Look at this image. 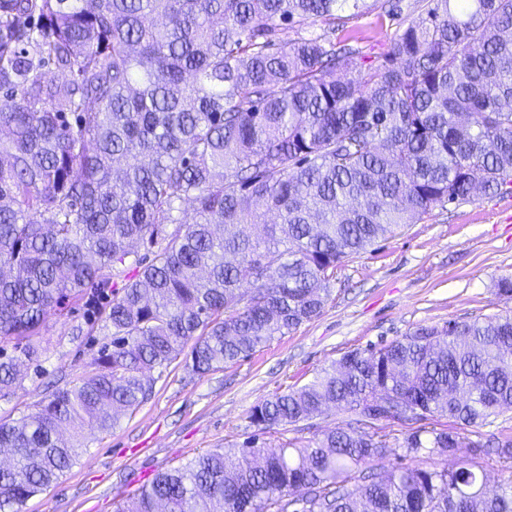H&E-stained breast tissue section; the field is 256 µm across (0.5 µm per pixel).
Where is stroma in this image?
<instances>
[{
    "mask_svg": "<svg viewBox=\"0 0 512 512\" xmlns=\"http://www.w3.org/2000/svg\"><path fill=\"white\" fill-rule=\"evenodd\" d=\"M400 15L379 6L336 13L333 25L315 34L355 38L364 67L380 64L401 20L416 16L421 0H400ZM512 278V185L496 195L436 204L420 220L399 227L367 251L347 258L327 284L321 314L271 341L250 357L198 377L182 364L156 376L151 397L126 412L106 432L87 434L77 462L56 484L26 501L21 512H115L154 475L174 469L206 450L237 448L255 431L250 414L273 394L310 383L344 354L382 346L418 327L512 314V296L497 284ZM47 350L23 362L24 379L0 398V422L29 414L52 386L76 379L103 345L104 324H87L82 308L48 315ZM426 430L453 427L469 441L512 435V409L482 425L453 424L436 415Z\"/></svg>",
    "mask_w": 512,
    "mask_h": 512,
    "instance_id": "1",
    "label": "stroma"
}]
</instances>
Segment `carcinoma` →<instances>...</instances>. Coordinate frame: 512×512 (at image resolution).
I'll use <instances>...</instances> for the list:
<instances>
[{
	"mask_svg": "<svg viewBox=\"0 0 512 512\" xmlns=\"http://www.w3.org/2000/svg\"><path fill=\"white\" fill-rule=\"evenodd\" d=\"M365 0H0V398L43 353L51 311L82 305L112 347L34 413L0 422V512L75 464L185 357L203 376L317 317L336 268L436 203L512 183V0H427L383 63L349 41L279 37ZM62 73L67 91L45 69ZM193 204L190 222L176 204ZM272 212L277 221L268 224ZM147 264L111 293L130 246ZM12 346L15 354L7 352ZM381 392L395 404L373 413ZM334 407L314 442L264 436ZM512 409V316L422 326L344 354L250 414L256 433L159 473L117 512H512L483 460L512 439L409 432L399 463L371 431L435 414L477 425ZM467 455L448 468L404 464ZM303 489L298 499L294 492Z\"/></svg>",
	"mask_w": 512,
	"mask_h": 512,
	"instance_id": "1",
	"label": "carcinoma"
}]
</instances>
